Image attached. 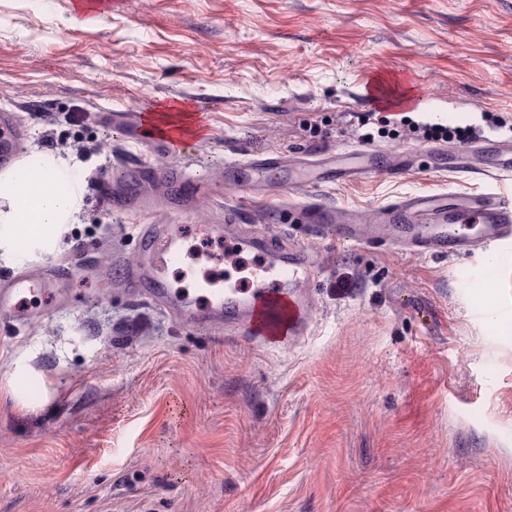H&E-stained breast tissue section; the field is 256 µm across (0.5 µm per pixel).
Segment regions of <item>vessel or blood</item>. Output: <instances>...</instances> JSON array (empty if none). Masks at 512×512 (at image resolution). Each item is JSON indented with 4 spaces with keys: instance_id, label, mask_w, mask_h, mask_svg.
I'll list each match as a JSON object with an SVG mask.
<instances>
[{
    "instance_id": "vessel-or-blood-1",
    "label": "vessel or blood",
    "mask_w": 512,
    "mask_h": 512,
    "mask_svg": "<svg viewBox=\"0 0 512 512\" xmlns=\"http://www.w3.org/2000/svg\"><path fill=\"white\" fill-rule=\"evenodd\" d=\"M20 129L12 113L0 114V165L16 158L14 145ZM481 173L490 178L512 177V147L488 140L476 147ZM281 155L268 153L240 163L242 180L256 181L270 169L281 167ZM406 159L361 151L356 162L340 158L313 169L312 182L336 183L383 176L406 167ZM312 232L333 226L342 242L364 244L390 235L394 245L410 256H464L512 240V192L411 194L384 206L373 224H334L331 211L316 203L301 210ZM208 234L224 241V263L236 265L242 254L259 249L252 236L220 224L206 225ZM187 227L183 224H145L140 231L142 261L133 270V286L149 285L179 315L213 322L256 345L302 341L308 335L315 297L308 283L321 263L310 250L292 246L284 251L265 250V263L250 279H225L223 285L185 292L170 287L168 272L182 259ZM43 294L45 304L56 301L49 282L29 284L17 280L0 291V313L18 320L33 312L31 291Z\"/></svg>"
}]
</instances>
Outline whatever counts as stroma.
I'll list each match as a JSON object with an SVG mask.
<instances>
[{
    "instance_id": "1",
    "label": "stroma",
    "mask_w": 512,
    "mask_h": 512,
    "mask_svg": "<svg viewBox=\"0 0 512 512\" xmlns=\"http://www.w3.org/2000/svg\"><path fill=\"white\" fill-rule=\"evenodd\" d=\"M424 104L372 106L371 78ZM187 102L198 138L143 137ZM38 147L85 153L83 210L55 250L0 263L60 272L43 316H0V512H512V252L417 258L300 228L428 190L512 189L440 172L423 138L452 113L512 140V0H0V112ZM406 155L375 180H232L258 153ZM76 153V152H75ZM107 178L149 175L119 205ZM324 263L309 336L281 349L185 321L112 271L143 224H221Z\"/></svg>"
}]
</instances>
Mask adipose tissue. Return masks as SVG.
I'll return each instance as SVG.
<instances>
[{
  "mask_svg": "<svg viewBox=\"0 0 512 512\" xmlns=\"http://www.w3.org/2000/svg\"><path fill=\"white\" fill-rule=\"evenodd\" d=\"M76 158L33 150L0 173V261L60 243L84 206L85 188L71 180Z\"/></svg>",
  "mask_w": 512,
  "mask_h": 512,
  "instance_id": "obj_1",
  "label": "adipose tissue"
}]
</instances>
